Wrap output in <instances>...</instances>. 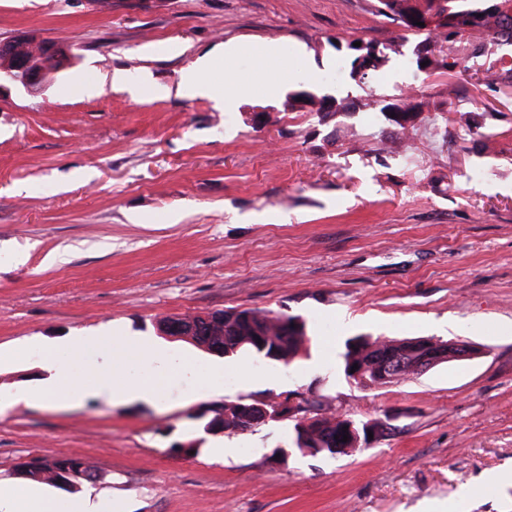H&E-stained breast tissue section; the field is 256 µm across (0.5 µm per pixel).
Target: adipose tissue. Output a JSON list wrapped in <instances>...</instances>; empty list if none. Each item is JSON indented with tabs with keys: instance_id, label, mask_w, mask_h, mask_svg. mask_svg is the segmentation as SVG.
<instances>
[{
	"instance_id": "adipose-tissue-1",
	"label": "adipose tissue",
	"mask_w": 512,
	"mask_h": 512,
	"mask_svg": "<svg viewBox=\"0 0 512 512\" xmlns=\"http://www.w3.org/2000/svg\"><path fill=\"white\" fill-rule=\"evenodd\" d=\"M151 94L165 98L176 94L182 97H206L220 106L234 105L242 95L235 83L216 90L206 75L205 67H193L182 72L176 87L151 85ZM65 355L47 350L44 355L48 373L38 397L57 403H79L87 396L109 399L115 403L127 401L155 402L160 400L159 382L162 378L187 376L192 372L185 360L170 356L143 338L98 334L71 337L65 346ZM90 353L93 363L90 376L80 375L72 360ZM0 512H99L97 504L84 497L69 499L62 507H55L38 494L20 498L10 484L0 482Z\"/></svg>"
}]
</instances>
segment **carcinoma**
<instances>
[{
	"instance_id": "obj_1",
	"label": "carcinoma",
	"mask_w": 512,
	"mask_h": 512,
	"mask_svg": "<svg viewBox=\"0 0 512 512\" xmlns=\"http://www.w3.org/2000/svg\"><path fill=\"white\" fill-rule=\"evenodd\" d=\"M377 14L401 27L403 34L386 43L368 41L361 46L348 44L351 73L364 80L379 72L394 55L402 54L411 37L418 39L414 48L416 66L431 73H445L456 68L475 69L485 56L487 45H512V14L499 11L503 0H372ZM422 25H416V22ZM480 33L475 38L473 34ZM426 66H421V63ZM425 103L419 94L408 91L380 107L384 117L396 127L399 142L409 138L420 122ZM349 104L344 99L317 96L302 90L288 96V111L303 110L318 120L329 114L344 112ZM224 319L204 322L199 314L179 317V335L189 337L197 346L223 347L222 355L249 352L257 358L290 364L308 341L306 323L295 327L294 317L258 309H222ZM467 349L460 340L414 337L359 336L348 340L342 354V371L351 375L353 366L366 378L364 387L398 384L427 372L441 364L459 360ZM241 400L224 403V418L218 421L221 430L245 433L252 425L240 411ZM348 419L329 411L324 402H316L311 417L293 423L295 447L311 450V455H346L357 449L353 437L343 439ZM62 460L35 457L22 465L19 475L29 481L45 483L68 492L84 484L104 479L99 469L86 459L78 461V469L70 478L61 474Z\"/></svg>"
}]
</instances>
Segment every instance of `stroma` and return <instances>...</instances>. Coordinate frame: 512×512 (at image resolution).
<instances>
[{
	"mask_svg": "<svg viewBox=\"0 0 512 512\" xmlns=\"http://www.w3.org/2000/svg\"><path fill=\"white\" fill-rule=\"evenodd\" d=\"M398 32L371 0H0V40L23 33L74 54L44 91L17 86L0 102V392L40 389L43 347L107 327L193 366L162 381L155 404L16 403L0 415V480L66 502L18 469L72 454L104 475L81 493L127 512H512V88L487 93L496 134L482 137L461 118L470 73L419 71L413 43L354 78L346 45ZM234 41L265 53L267 70L222 59ZM213 56L216 87L230 77L246 90L235 107L81 89L117 69L173 87ZM452 84L447 129L425 113L412 164L381 155L388 122L372 99L414 88L439 102ZM303 88L351 107L323 124L285 111ZM229 308L302 317L306 353L288 366L224 358L157 330ZM358 335L479 352L364 387L338 368ZM291 391L395 430L311 457L292 451L286 421L204 429L214 405ZM278 447L286 463L271 459Z\"/></svg>",
	"mask_w": 512,
	"mask_h": 512,
	"instance_id": "35a3bbf8",
	"label": "stroma"
}]
</instances>
